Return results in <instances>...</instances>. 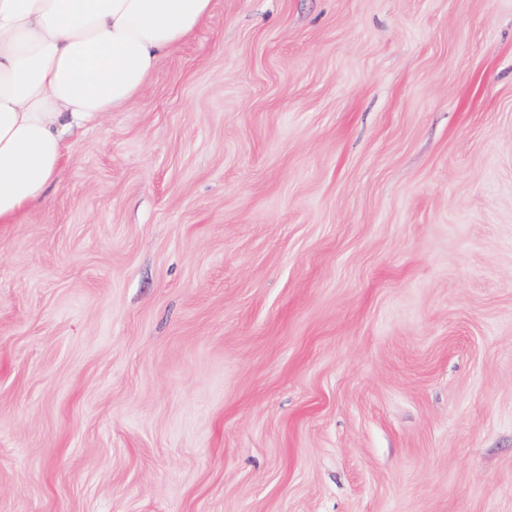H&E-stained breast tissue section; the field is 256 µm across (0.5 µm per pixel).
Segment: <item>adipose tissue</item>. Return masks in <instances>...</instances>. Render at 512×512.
Masks as SVG:
<instances>
[{"label":"adipose tissue","instance_id":"1","mask_svg":"<svg viewBox=\"0 0 512 512\" xmlns=\"http://www.w3.org/2000/svg\"><path fill=\"white\" fill-rule=\"evenodd\" d=\"M212 0H0V224L44 196L75 132L132 104Z\"/></svg>","mask_w":512,"mask_h":512}]
</instances>
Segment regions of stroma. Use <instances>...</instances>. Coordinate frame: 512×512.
<instances>
[{"mask_svg": "<svg viewBox=\"0 0 512 512\" xmlns=\"http://www.w3.org/2000/svg\"><path fill=\"white\" fill-rule=\"evenodd\" d=\"M0 512H512V0H213L0 224Z\"/></svg>", "mask_w": 512, "mask_h": 512, "instance_id": "obj_1", "label": "stroma"}]
</instances>
